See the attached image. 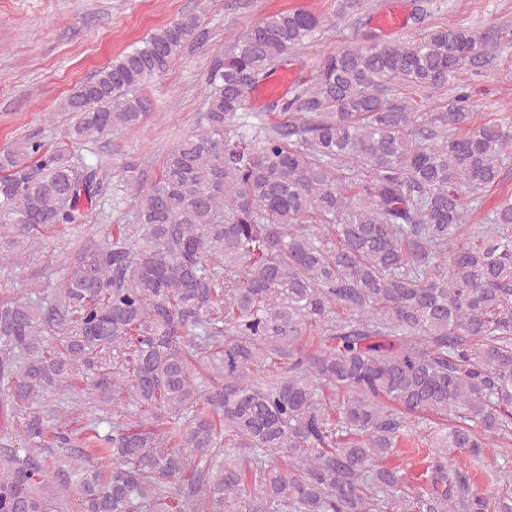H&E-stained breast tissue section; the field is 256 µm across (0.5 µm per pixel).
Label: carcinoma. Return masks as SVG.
<instances>
[{"label": "carcinoma", "mask_w": 512, "mask_h": 512, "mask_svg": "<svg viewBox=\"0 0 512 512\" xmlns=\"http://www.w3.org/2000/svg\"><path fill=\"white\" fill-rule=\"evenodd\" d=\"M444 8L415 0L414 37L324 55L257 125L248 94L327 18L250 25L133 223L50 297L0 298V437L23 442L0 446V512H69V490L77 512H512V194L483 210L512 113L471 111L458 73L500 43L423 25ZM197 29L176 19L81 83L67 142L139 124L136 91ZM107 180L60 143L0 152V260L88 223ZM487 447L483 486L448 457ZM411 450L419 467L386 463Z\"/></svg>", "instance_id": "obj_1"}]
</instances>
